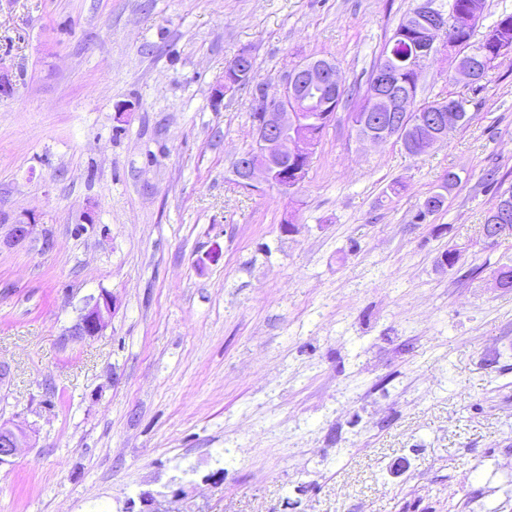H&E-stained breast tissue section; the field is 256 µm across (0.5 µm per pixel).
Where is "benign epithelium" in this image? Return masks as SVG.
<instances>
[{"mask_svg": "<svg viewBox=\"0 0 512 512\" xmlns=\"http://www.w3.org/2000/svg\"><path fill=\"white\" fill-rule=\"evenodd\" d=\"M469 17L460 12L441 14L430 3H423L417 13L408 22L412 30V53L406 70L405 84L398 81V73L388 65L381 66L369 80L364 90L368 113H348L347 120L355 131L369 126L371 130L360 136V140L373 145L381 144L392 138L389 129L381 128V122L370 116L372 112H397L400 124L407 128L430 126L439 130V136L445 137L467 123L456 114L454 103H448V112L436 113L424 118L415 112L412 88L418 83L424 63L445 45L453 46L455 57V74L452 81L465 85H474L481 81L483 72L473 59L482 60L492 57L496 60L512 55V39L502 36L491 28L488 30L484 46L471 50L455 34L467 28ZM320 87L336 96L342 88L336 62L332 58H309L302 61L284 80L275 95L279 100L289 98V104L274 107L269 100L266 88L258 82L252 83L254 117L252 129L255 137L254 147L242 154L237 160L236 175L238 185L246 190H255L261 186L275 189L282 194L294 193L305 181L310 162L320 139L308 134L295 135L301 119V109L305 104L304 93L308 88ZM14 91V74L0 57V95L8 96ZM512 211V196H498L491 209L494 225L491 233L485 236L490 242L512 237V224L504 223ZM40 215L35 211H26L18 215L8 225L7 234L0 238V246L18 247L42 238V244L48 248L53 241L47 232H38ZM116 299L102 292L93 297L80 310L75 323L68 330V335L77 339H91L101 335L108 325V320L115 310ZM30 429L22 423L6 421L0 423V467L10 465L19 450L28 444Z\"/></svg>", "mask_w": 512, "mask_h": 512, "instance_id": "7a95c632", "label": "benign epithelium"}]
</instances>
